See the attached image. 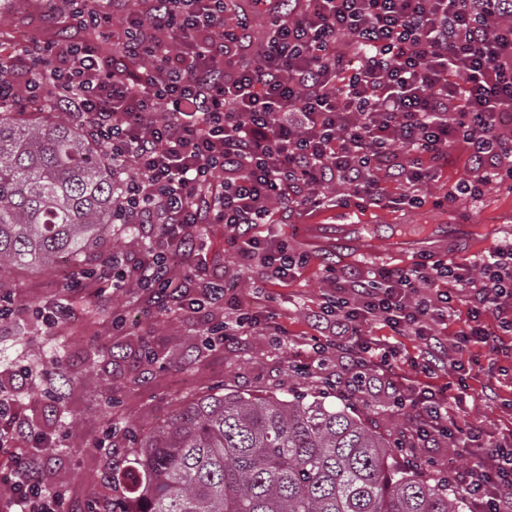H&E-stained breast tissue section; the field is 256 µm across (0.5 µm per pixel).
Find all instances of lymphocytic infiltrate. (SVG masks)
<instances>
[{"instance_id": "obj_1", "label": "lymphocytic infiltrate", "mask_w": 512, "mask_h": 512, "mask_svg": "<svg viewBox=\"0 0 512 512\" xmlns=\"http://www.w3.org/2000/svg\"><path fill=\"white\" fill-rule=\"evenodd\" d=\"M116 12L114 30L113 13L78 2L76 34L19 45L18 66L0 69V104L39 99L49 69L60 104L128 173L133 223L160 228L150 259L132 271L158 302L202 309L237 287L199 263L188 281L171 276L202 225H225L240 265L261 261L266 279L284 282L301 258L251 229L325 208L327 188H338V206L365 208L386 197L381 171L408 185L405 202L422 205L455 145L471 171L455 195L512 179V134L497 125L512 112V0H151L139 9L123 0ZM260 21L267 36L257 47ZM449 282L465 286L469 307L458 352L498 351L500 333L512 332V244L475 269L425 256L405 271L338 276L318 318L337 354L371 371L398 349L364 341L363 323L419 337L411 366L427 379L441 369L435 328L448 320ZM393 394L416 416L411 442L443 437L467 458L448 473L470 512H512L500 497L512 488L511 443L486 446L463 432L427 383ZM48 454L32 449L16 469L14 512H64L39 477Z\"/></svg>"}]
</instances>
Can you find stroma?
<instances>
[{"label":"stroma","instance_id":"35a3bbf8","mask_svg":"<svg viewBox=\"0 0 512 512\" xmlns=\"http://www.w3.org/2000/svg\"><path fill=\"white\" fill-rule=\"evenodd\" d=\"M72 23L71 0H52L48 10L43 0H31L23 14L15 11L13 0H0V44H17L25 33L51 39ZM470 176L465 155L453 149L438 173L433 199L422 206L381 203L362 211L331 207L298 216L291 224L258 225L257 235L284 241L307 258L285 283L267 281L256 263L238 269L229 230L221 224L203 225L197 245L201 260L217 273L239 271L238 300L273 315L270 328L230 342L222 333L236 327L232 308L221 303L201 311L157 305L148 290L128 277L118 287L98 292V263L85 278L74 276L72 266L60 259L45 270L17 269L0 276V307L13 310L0 319V389L26 428L13 443L0 446V508L11 494L16 450L33 447L41 434L57 448L42 465L43 478L62 491L71 512H90L110 502L112 484L106 475L131 450L130 434L165 426L179 408L208 394L321 397L332 405L352 407L390 441L407 439L415 418L394 406L381 384L356 397L336 389V378L353 370L335 351L316 356V347L326 338L315 316L332 292L334 271L406 269L419 261V254L393 247L401 225H447L446 247L432 248L431 253L460 265L512 241V226L505 223L512 216V181L490 184L478 197L436 205V198ZM344 223L377 226L374 257L354 255L332 238L309 241L305 232L309 225L321 229ZM158 235L155 226L137 224L129 230L113 225L115 271L128 273L139 265ZM452 296L453 312L441 341L448 359H460L463 368L439 372L430 384L446 389L459 425L480 427L493 442L510 438L512 335L503 337L501 352L475 346L457 354L455 333L468 319V306L461 291ZM61 308L66 318L47 325V316ZM363 331L398 345L393 377L413 384L410 361L422 348L420 339L392 336L379 321Z\"/></svg>","mask_w":512,"mask_h":512}]
</instances>
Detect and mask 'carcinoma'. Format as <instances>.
<instances>
[{
	"instance_id": "cac0c4a2",
	"label": "carcinoma",
	"mask_w": 512,
	"mask_h": 512,
	"mask_svg": "<svg viewBox=\"0 0 512 512\" xmlns=\"http://www.w3.org/2000/svg\"><path fill=\"white\" fill-rule=\"evenodd\" d=\"M124 174L50 88L0 108V275L66 256L85 273L114 224ZM396 446L321 401L211 394L141 437L112 512H468L448 478L392 464Z\"/></svg>"
}]
</instances>
